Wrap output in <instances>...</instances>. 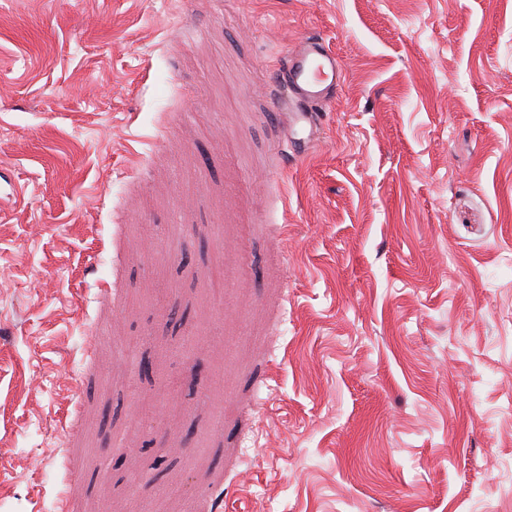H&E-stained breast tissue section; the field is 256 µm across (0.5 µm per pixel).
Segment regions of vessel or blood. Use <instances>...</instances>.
<instances>
[{
	"mask_svg": "<svg viewBox=\"0 0 512 512\" xmlns=\"http://www.w3.org/2000/svg\"><path fill=\"white\" fill-rule=\"evenodd\" d=\"M343 77L335 51L318 37L303 39L278 67L274 109L288 117L291 155L304 156L318 141L316 110L334 100Z\"/></svg>",
	"mask_w": 512,
	"mask_h": 512,
	"instance_id": "vessel-or-blood-1",
	"label": "vessel or blood"
}]
</instances>
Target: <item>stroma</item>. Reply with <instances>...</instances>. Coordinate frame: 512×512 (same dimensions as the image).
Masks as SVG:
<instances>
[{
	"label": "stroma",
	"mask_w": 512,
	"mask_h": 512,
	"mask_svg": "<svg viewBox=\"0 0 512 512\" xmlns=\"http://www.w3.org/2000/svg\"><path fill=\"white\" fill-rule=\"evenodd\" d=\"M69 491L512 512V0H0V512ZM343 77L336 52L318 37L303 39L277 68L274 110L288 116L291 155L304 156L319 140L316 109L334 100Z\"/></svg>",
	"instance_id": "stroma-1"
}]
</instances>
